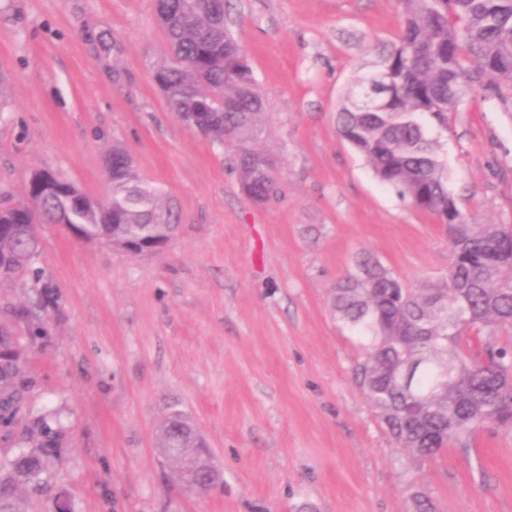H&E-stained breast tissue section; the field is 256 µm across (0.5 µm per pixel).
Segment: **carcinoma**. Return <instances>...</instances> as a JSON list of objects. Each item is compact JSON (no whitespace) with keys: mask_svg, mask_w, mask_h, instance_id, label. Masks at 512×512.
Returning <instances> with one entry per match:
<instances>
[{"mask_svg":"<svg viewBox=\"0 0 512 512\" xmlns=\"http://www.w3.org/2000/svg\"><path fill=\"white\" fill-rule=\"evenodd\" d=\"M404 25L376 68L356 81L337 125L374 177L448 227L447 274L412 288L364 255L336 282L332 306L364 350L357 383L410 458L435 457L487 424L512 426V349L497 331L512 327V224H480L448 189L435 130L476 92L512 117V0H399ZM168 43L153 80L187 127L235 153L239 184L255 202L278 197L267 160L248 147L263 101L247 55L224 24L230 0H153ZM109 191L95 199L54 173L33 171L20 199L0 207V289L32 265L39 224H78L82 239L135 243L177 223L171 200L139 177L119 143L105 158ZM16 329L0 324V425L24 407L28 379ZM181 415L168 416L161 446L193 445ZM42 445L0 461V512H21L19 493L41 487Z\"/></svg>","mask_w":512,"mask_h":512,"instance_id":"carcinoma-1","label":"carcinoma"}]
</instances>
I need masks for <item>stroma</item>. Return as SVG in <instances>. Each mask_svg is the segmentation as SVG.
Segmentation results:
<instances>
[{"mask_svg":"<svg viewBox=\"0 0 512 512\" xmlns=\"http://www.w3.org/2000/svg\"><path fill=\"white\" fill-rule=\"evenodd\" d=\"M401 24L398 0H232L263 100L253 148L281 183L258 205L229 148L168 111L152 0H0V200L36 169L104 196L117 142L181 214L138 257L41 225L32 271L0 299L30 381L0 459L52 438L45 478L71 512H411L420 495L434 512H512V429L409 458L357 386L364 355L332 307L363 253L410 285L448 271L447 228L378 182L336 124ZM439 140L459 208L512 224V119L476 95ZM174 410L223 473L209 491L162 466L155 433Z\"/></svg>","mask_w":512,"mask_h":512,"instance_id":"obj_1","label":"stroma"}]
</instances>
